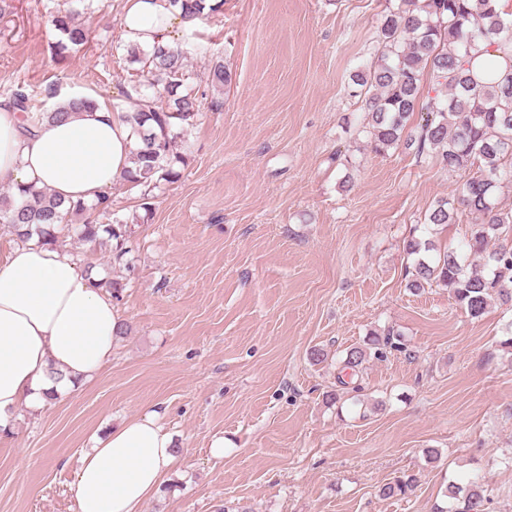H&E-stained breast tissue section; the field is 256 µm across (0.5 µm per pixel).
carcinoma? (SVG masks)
Listing matches in <instances>:
<instances>
[{
	"mask_svg": "<svg viewBox=\"0 0 512 512\" xmlns=\"http://www.w3.org/2000/svg\"><path fill=\"white\" fill-rule=\"evenodd\" d=\"M169 2L188 19L202 20L224 7V0ZM50 18L59 35L52 45L55 56L62 58L87 43L88 32L77 12L58 8ZM380 44L378 61L356 70L352 78L354 88L367 93L373 149L381 153L402 143L419 160L436 158L463 178L460 204L474 215L462 250L433 256L434 245L426 235L452 223L455 207L441 201L429 212L423 235L405 245L410 260L407 287L416 292L446 288L469 317L479 318L494 299L512 303V208L499 202L501 189L512 184V20L496 9V0H396L385 8ZM125 60L138 77L134 92L146 87L156 97L154 104H139L123 115L138 143L133 167L121 182L147 197L160 183L181 178L187 157L178 151L172 130L193 127L201 101L182 91L189 74L180 45H157L150 51L130 46ZM425 76L435 93L426 102L421 93ZM231 82L232 72L223 62L210 65L206 84L212 92L222 94ZM10 100L31 123L62 120L94 103L75 97L42 110L19 86L11 90ZM417 112L425 117L404 135ZM76 216L81 218L77 225ZM0 232L21 242L35 238L55 245L70 237L91 247L107 245L120 264L132 227L114 213L108 195L93 205L66 204L47 187L18 185L0 193ZM98 286L112 299H122L120 277L109 272ZM389 349H400L393 335H372L364 345L345 351L341 371L355 376L367 357L381 358ZM417 483V475L408 474L384 484L379 495L404 496ZM488 497V488L477 478L465 486L452 484L450 506L438 512H486Z\"/></svg>",
	"mask_w": 512,
	"mask_h": 512,
	"instance_id": "carcinoma-1",
	"label": "carcinoma"
}]
</instances>
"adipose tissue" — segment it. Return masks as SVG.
I'll use <instances>...</instances> for the list:
<instances>
[{"instance_id": "1", "label": "adipose tissue", "mask_w": 512, "mask_h": 512, "mask_svg": "<svg viewBox=\"0 0 512 512\" xmlns=\"http://www.w3.org/2000/svg\"><path fill=\"white\" fill-rule=\"evenodd\" d=\"M194 26L168 0H122L126 45L169 44ZM135 148L130 125L103 101L31 128L0 99L1 185L94 203L130 169ZM96 281L68 251L33 241L0 262V430H10L20 406H43L111 361L121 317ZM178 460L155 416L121 423L82 453L72 484L78 512H139Z\"/></svg>"}]
</instances>
